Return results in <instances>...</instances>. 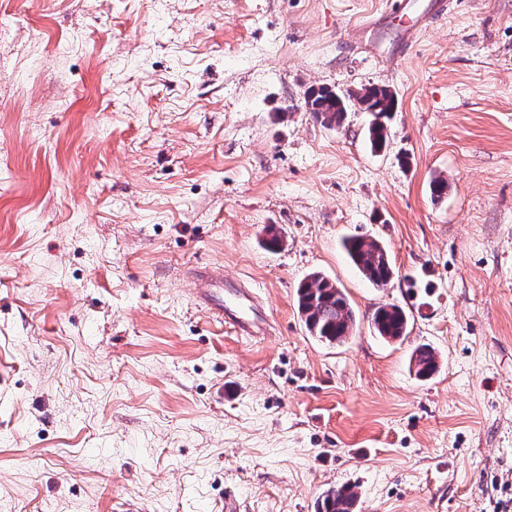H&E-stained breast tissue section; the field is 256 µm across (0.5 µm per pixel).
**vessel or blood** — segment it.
<instances>
[{
	"instance_id": "1",
	"label": "vessel or blood",
	"mask_w": 512,
	"mask_h": 512,
	"mask_svg": "<svg viewBox=\"0 0 512 512\" xmlns=\"http://www.w3.org/2000/svg\"><path fill=\"white\" fill-rule=\"evenodd\" d=\"M195 276L200 283L195 301L213 320L240 334L260 332L261 318L257 313L255 296L241 288L226 287L222 266L199 269Z\"/></svg>"
}]
</instances>
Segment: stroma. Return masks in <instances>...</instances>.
Masks as SVG:
<instances>
[{
  "instance_id": "stroma-1",
  "label": "stroma",
  "mask_w": 512,
  "mask_h": 512,
  "mask_svg": "<svg viewBox=\"0 0 512 512\" xmlns=\"http://www.w3.org/2000/svg\"><path fill=\"white\" fill-rule=\"evenodd\" d=\"M410 2L0 0L1 503L316 512L351 485L358 512H512V0ZM320 85L393 90L385 149L366 113L307 112ZM206 264L267 334L197 307ZM313 271L357 314L345 344L304 328ZM387 303L404 340L370 329ZM343 248L350 262L373 287L384 288L389 284L394 268L387 250L378 240L350 236L343 241ZM409 325V316L396 304L379 307L371 319L374 334L388 342L404 339L408 334ZM411 366L418 378H428L439 367V356L429 345H418L411 354Z\"/></svg>"
}]
</instances>
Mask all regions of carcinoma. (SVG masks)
<instances>
[{"instance_id":"carcinoma-1","label":"carcinoma","mask_w":512,"mask_h":512,"mask_svg":"<svg viewBox=\"0 0 512 512\" xmlns=\"http://www.w3.org/2000/svg\"><path fill=\"white\" fill-rule=\"evenodd\" d=\"M364 106L370 112L368 139L373 150L385 147L388 140L387 121L397 108V98L389 90L370 86L362 91L338 94L330 87L308 90L305 105L325 127L339 126L347 118L351 107ZM350 262L374 287L389 284L394 268L385 247L376 239L350 236L343 241ZM297 305L310 335L329 344H342L356 330V315L350 301L336 282L320 272L309 274L297 288ZM410 320L405 310L396 304L379 307L371 319L375 335L390 342L405 338ZM411 366L419 378H428L439 367V356L429 345L417 346L411 354ZM357 494L350 486L331 489L323 496L318 512H354Z\"/></svg>"}]
</instances>
